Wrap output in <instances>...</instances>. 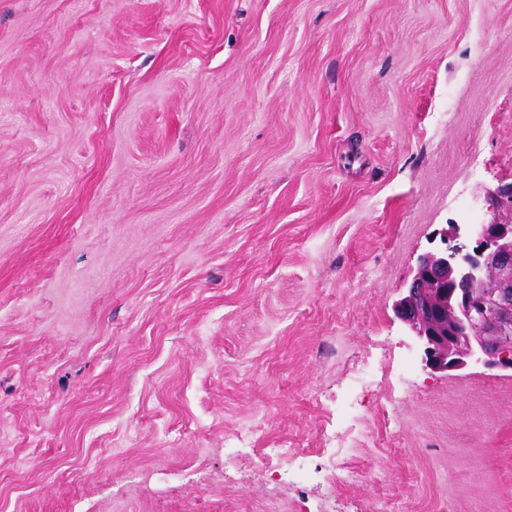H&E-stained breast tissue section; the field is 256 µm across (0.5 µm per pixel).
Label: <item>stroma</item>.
I'll list each match as a JSON object with an SVG mask.
<instances>
[{
    "mask_svg": "<svg viewBox=\"0 0 512 512\" xmlns=\"http://www.w3.org/2000/svg\"><path fill=\"white\" fill-rule=\"evenodd\" d=\"M510 182L512 0H0V512H512L395 313ZM356 443V437L352 434H348L340 440L337 450L334 448V450L329 454V466L324 468L326 472L325 479L329 485L336 486V484L342 480L349 481L357 476V474H354V472L349 469L346 470V474L343 476L341 471L345 470L346 467L342 466L345 463L338 460L336 461V455L338 457L341 454H347L352 448H356L354 447Z\"/></svg>",
    "mask_w": 512,
    "mask_h": 512,
    "instance_id": "35a3bbf8",
    "label": "stroma"
}]
</instances>
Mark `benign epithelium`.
Instances as JSON below:
<instances>
[{
  "instance_id": "7a95c632",
  "label": "benign epithelium",
  "mask_w": 512,
  "mask_h": 512,
  "mask_svg": "<svg viewBox=\"0 0 512 512\" xmlns=\"http://www.w3.org/2000/svg\"><path fill=\"white\" fill-rule=\"evenodd\" d=\"M483 198L498 214L441 229V246L418 257L395 303L434 372L472 361L512 371V183L484 189Z\"/></svg>"
}]
</instances>
